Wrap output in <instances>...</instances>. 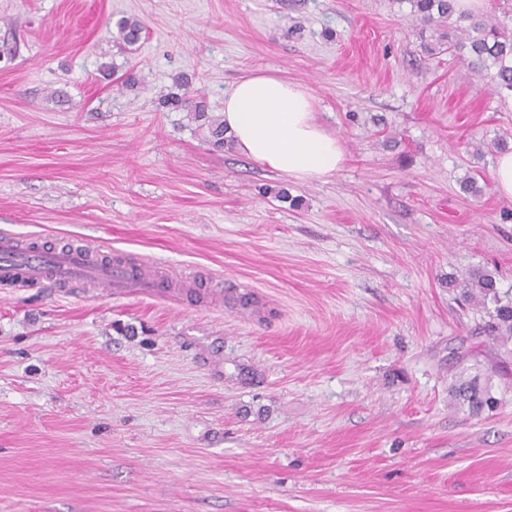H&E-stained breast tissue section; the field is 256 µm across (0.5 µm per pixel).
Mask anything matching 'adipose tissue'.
<instances>
[{
  "label": "adipose tissue",
  "instance_id": "ef3b65f1",
  "mask_svg": "<svg viewBox=\"0 0 512 512\" xmlns=\"http://www.w3.org/2000/svg\"><path fill=\"white\" fill-rule=\"evenodd\" d=\"M315 100L301 84L258 73L224 93V130L236 149L266 169L296 180L320 179L342 168L341 139L315 120Z\"/></svg>",
  "mask_w": 512,
  "mask_h": 512
}]
</instances>
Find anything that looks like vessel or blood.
Instances as JSON below:
<instances>
[{
    "label": "vessel or blood",
    "instance_id": "obj_1",
    "mask_svg": "<svg viewBox=\"0 0 512 512\" xmlns=\"http://www.w3.org/2000/svg\"><path fill=\"white\" fill-rule=\"evenodd\" d=\"M0 281L81 284L157 294L167 286L166 280L147 264L137 268L123 261L104 264L81 246L51 248L8 234L0 236Z\"/></svg>",
    "mask_w": 512,
    "mask_h": 512
}]
</instances>
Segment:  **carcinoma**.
Returning a JSON list of instances; mask_svg holds the SVG:
<instances>
[{
  "instance_id": "cac0c4a2",
  "label": "carcinoma",
  "mask_w": 512,
  "mask_h": 512,
  "mask_svg": "<svg viewBox=\"0 0 512 512\" xmlns=\"http://www.w3.org/2000/svg\"><path fill=\"white\" fill-rule=\"evenodd\" d=\"M414 16L426 26H436L439 31L435 51L443 45L454 50L467 61L469 72L481 76L497 91L512 92V30L507 29L488 15H462L457 13L456 0H412ZM119 40L126 46L137 45L144 32V25L135 19L117 23ZM194 104V111L205 112L200 101H193L189 94L170 95L162 104L185 106ZM462 300L486 311L488 329L496 341L506 345L512 341V299L498 288L494 274L487 270L473 269L464 280ZM456 395L467 402L470 414L480 415L491 407L494 398L480 387L478 379L461 385Z\"/></svg>"
}]
</instances>
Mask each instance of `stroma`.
<instances>
[{
  "instance_id": "35a3bbf8",
  "label": "stroma",
  "mask_w": 512,
  "mask_h": 512,
  "mask_svg": "<svg viewBox=\"0 0 512 512\" xmlns=\"http://www.w3.org/2000/svg\"><path fill=\"white\" fill-rule=\"evenodd\" d=\"M435 39L409 0H0V229L178 282L0 286V512H512V353L449 286L512 293V93ZM256 71L309 89L340 170L159 104L185 75L222 115ZM144 25L140 20L123 19L117 23L119 40L128 47L137 45L144 32ZM493 178L499 193L512 198V152L499 154L493 170ZM456 395L459 396L463 402H467L470 414L473 416H479L486 407L492 408L491 402L494 401V398L489 395V392L480 387L477 378H473L468 383L458 387Z\"/></svg>"
}]
</instances>
